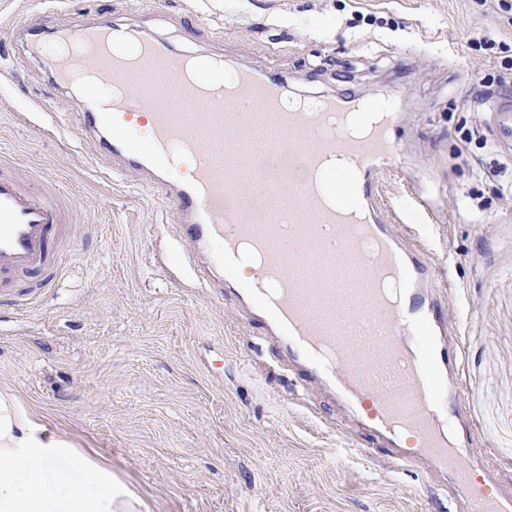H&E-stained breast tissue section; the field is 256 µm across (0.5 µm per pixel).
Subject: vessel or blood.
<instances>
[{
    "instance_id": "obj_1",
    "label": "vessel or blood",
    "mask_w": 512,
    "mask_h": 512,
    "mask_svg": "<svg viewBox=\"0 0 512 512\" xmlns=\"http://www.w3.org/2000/svg\"><path fill=\"white\" fill-rule=\"evenodd\" d=\"M26 50L61 86L82 73L109 79L110 93L86 88L96 102L82 115L86 136L137 169L146 187L164 189L188 243L206 246L266 328L395 448L398 464L424 459L449 472L464 512H512V494L474 481V459L447 430L456 417L453 363L426 246L391 233L382 216V178L401 158L392 139L396 112L385 110L360 143L300 141L296 129L309 118L287 109L278 80L241 68L225 97L223 62L205 65L160 38L115 24L34 28ZM139 71L163 82L190 75L187 90L204 111L182 120L163 101L146 99L132 79ZM315 106L327 124L357 116L367 103L324 94ZM258 118L269 144L239 150L238 137ZM336 151L355 156V178L329 173L312 184L310 173ZM285 193L291 201L283 208ZM72 221L40 188L0 177V277L53 276L51 244Z\"/></svg>"
}]
</instances>
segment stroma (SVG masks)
<instances>
[{"label": "stroma", "instance_id": "stroma-1", "mask_svg": "<svg viewBox=\"0 0 512 512\" xmlns=\"http://www.w3.org/2000/svg\"><path fill=\"white\" fill-rule=\"evenodd\" d=\"M91 19L275 74L292 100L346 92L402 112L385 220L415 227L452 283L455 435L477 478L512 492V145L493 112L512 101V0H0V174L53 182L77 240L57 245L38 299L32 278L0 286V392L150 512H463L447 475L398 468L233 289L200 286L209 254L163 189L78 140L81 88L50 84L21 29Z\"/></svg>", "mask_w": 512, "mask_h": 512}]
</instances>
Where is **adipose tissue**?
I'll return each mask as SVG.
<instances>
[{"label":"adipose tissue","instance_id":"obj_1","mask_svg":"<svg viewBox=\"0 0 512 512\" xmlns=\"http://www.w3.org/2000/svg\"><path fill=\"white\" fill-rule=\"evenodd\" d=\"M90 470L97 490L86 495L70 470ZM142 512L144 503L111 471L50 435L16 400L0 395V512Z\"/></svg>","mask_w":512,"mask_h":512}]
</instances>
